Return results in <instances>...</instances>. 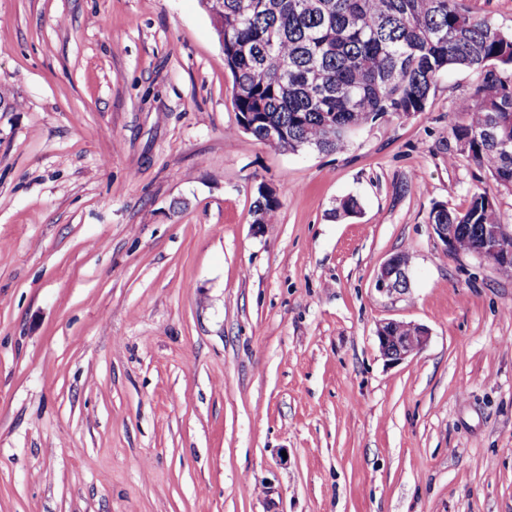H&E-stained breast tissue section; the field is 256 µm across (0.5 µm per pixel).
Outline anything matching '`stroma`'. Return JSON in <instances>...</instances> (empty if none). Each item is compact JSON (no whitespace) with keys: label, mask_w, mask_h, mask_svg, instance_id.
Segmentation results:
<instances>
[{"label":"stroma","mask_w":512,"mask_h":512,"mask_svg":"<svg viewBox=\"0 0 512 512\" xmlns=\"http://www.w3.org/2000/svg\"><path fill=\"white\" fill-rule=\"evenodd\" d=\"M476 81L293 153L200 0H0V512H512V276L429 224L486 187L512 225L448 155ZM279 208V201L272 193L263 194L259 192V198L254 202V221L253 224L259 227L263 224H269ZM408 269V256L400 253L394 254L380 267L376 287L380 292L389 295L406 289L401 286L409 283ZM403 329L406 333L399 336ZM377 337L383 356L392 363H400L426 346L429 329L415 323L390 320L380 324Z\"/></svg>","instance_id":"1"}]
</instances>
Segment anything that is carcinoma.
Returning a JSON list of instances; mask_svg holds the SVG:
<instances>
[{
	"mask_svg": "<svg viewBox=\"0 0 512 512\" xmlns=\"http://www.w3.org/2000/svg\"><path fill=\"white\" fill-rule=\"evenodd\" d=\"M224 62L239 125L278 147L335 152L361 126L426 109L440 76L479 74L449 120L455 152L512 189V34L470 14L464 0H223ZM279 208L272 193L254 202V223ZM432 224H458L457 250L483 243L501 223L485 189L463 210L438 204Z\"/></svg>",
	"mask_w": 512,
	"mask_h": 512,
	"instance_id": "carcinoma-1",
	"label": "carcinoma"
}]
</instances>
